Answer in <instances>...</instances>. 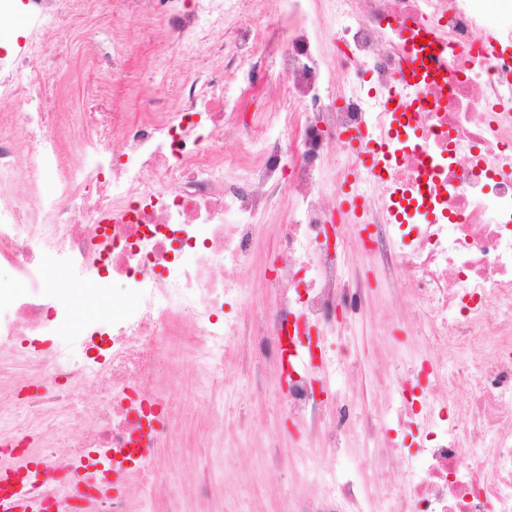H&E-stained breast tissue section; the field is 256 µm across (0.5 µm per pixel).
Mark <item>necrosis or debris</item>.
<instances>
[{"mask_svg": "<svg viewBox=\"0 0 512 512\" xmlns=\"http://www.w3.org/2000/svg\"><path fill=\"white\" fill-rule=\"evenodd\" d=\"M306 2L272 0L244 29L245 0H0V16L29 21L26 34L0 38V259L26 283L0 295V468L23 474L39 463L49 512H176L158 453H183L158 425L179 416L175 332L192 352L201 403L223 392L225 364L269 362L287 374L282 411L323 438L308 454L324 457L331 477L290 512H512V0H498L495 38L484 26L488 0H318L319 38ZM91 9L160 15L180 51L210 46L211 70L145 94L138 111L88 115L96 156L87 167L67 151V112L13 104L30 86L64 99L46 66L73 67L65 31ZM281 24L288 35L270 66L288 76L273 91L285 119L258 139L249 125L225 126L224 114L270 66L254 52L241 69L232 64ZM430 31L436 76L411 89L413 111H385ZM228 137L241 146L230 164ZM331 149L340 178L355 179L363 208L354 220L372 226L371 252L390 279L415 285L406 315L427 326L429 345L455 354L448 366L423 353L411 368L394 366L380 413L317 401L298 365L304 349L328 361L305 333L353 319L370 293L322 249L329 225L354 221L321 203ZM21 152L29 170L19 181ZM50 168L58 191L44 199L35 187ZM283 189L281 294L247 331L224 306L247 292L253 222ZM416 213L428 223H411ZM49 253L75 285L110 289L121 314L85 323L77 347L46 352L41 337L71 324L63 297L39 280ZM50 416L78 428L72 447L58 446ZM380 423L392 437L379 455L344 447ZM371 464L400 476L369 487L357 474ZM116 473L143 489V502L99 495Z\"/></svg>", "mask_w": 512, "mask_h": 512, "instance_id": "necrosis-or-debris-1", "label": "necrosis or debris"}]
</instances>
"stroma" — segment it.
I'll return each mask as SVG.
<instances>
[{"instance_id":"35a3bbf8","label":"stroma","mask_w":512,"mask_h":512,"mask_svg":"<svg viewBox=\"0 0 512 512\" xmlns=\"http://www.w3.org/2000/svg\"><path fill=\"white\" fill-rule=\"evenodd\" d=\"M160 19L156 16L129 18L114 15L104 19L90 15L87 29L94 32L104 52H111V29L128 30L135 45L119 77L115 111L130 112L135 108L140 90L145 86L165 90L174 69L192 75L199 71L202 53L177 57L175 50L158 35ZM279 116L272 110L270 91L260 84L243 92L237 109L227 113L226 123L253 125L256 136L275 130ZM289 198H281L274 210L254 227V237L247 264L251 288L235 312L238 318L250 320L260 307L275 299L268 283L281 259L278 249L280 220L285 215ZM40 279L47 291L67 293L76 317L102 318L111 315L112 303L107 297L91 298L88 293L69 291V270L46 255L41 264ZM408 299L409 290L372 293L364 317L349 325H336L321 334L328 353L358 355L363 368L358 372L337 374L331 379L332 390H339L365 407L384 405L385 386L379 378L389 364L396 362L397 352L388 338L394 325L388 320L393 298ZM282 390L278 374L263 378L262 394H254L244 372L229 368L224 372L223 402L218 407L219 425L207 423L206 410L180 420L171 433L174 444L184 447L182 458L169 463L168 500L172 507H188L198 512L192 485L195 474L208 472L214 484H223L232 476L234 493L226 503L228 512H288L292 501L316 488L315 465L304 455L301 434L279 414L275 399ZM276 444L285 460L284 466L269 470L266 459L268 444Z\"/></svg>"}]
</instances>
